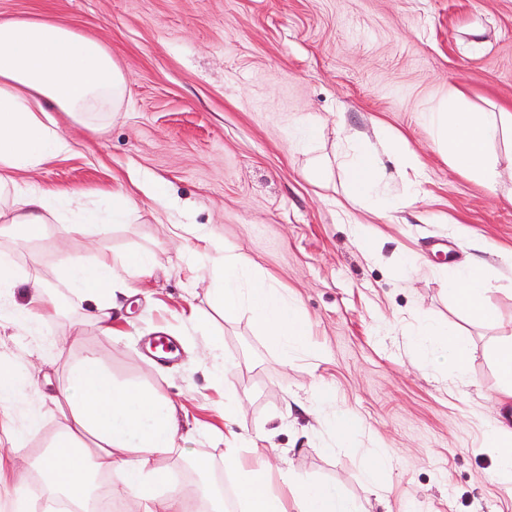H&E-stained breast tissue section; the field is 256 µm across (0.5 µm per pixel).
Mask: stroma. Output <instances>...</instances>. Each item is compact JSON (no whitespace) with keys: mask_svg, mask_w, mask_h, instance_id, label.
I'll return each instance as SVG.
<instances>
[{"mask_svg":"<svg viewBox=\"0 0 512 512\" xmlns=\"http://www.w3.org/2000/svg\"><path fill=\"white\" fill-rule=\"evenodd\" d=\"M0 16H47L97 38L127 78L123 108L100 134L55 113L72 151L21 180L78 192L102 210L119 186L138 203L131 223L102 235L50 225L19 249V267L49 281L70 257L93 260L101 244L116 256L147 248L155 258L151 279L124 278L119 335L64 311L36 332L0 325V362L39 378L27 393L32 406H49L67 366L91 352L116 383L183 403L191 452L223 456L229 390L238 430L258 440L244 449L248 460L334 483L362 512H512V491L482 446L485 428L512 410V401L499 404L491 355L512 338V267L502 261L512 252V202L438 153L424 121L451 89L471 111H512V0H0ZM306 121L322 129L311 154L293 138ZM378 125L422 165L424 193L372 213L350 196L338 146ZM316 155L333 169L322 186L307 176ZM155 180L191 223L297 299L312 356L282 364L248 317L218 315L210 260L188 258L158 223L147 196ZM355 223L377 239L373 254L355 242ZM470 254L486 263L496 324L466 318L448 292ZM192 306L199 322L183 317ZM425 319L469 336L465 376L410 352L407 334ZM160 331L179 344L167 363L144 352ZM216 331L233 363L220 383L205 341ZM318 381L362 426L352 445L329 453V428L298 405ZM64 423L60 413L16 420L26 441L10 466L26 478L31 512H62L31 462ZM378 444L394 460L380 501L367 499L362 473Z\"/></svg>","mask_w":512,"mask_h":512,"instance_id":"35a3bbf8","label":"stroma"}]
</instances>
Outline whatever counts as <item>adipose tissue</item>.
<instances>
[{
	"instance_id": "1",
	"label": "adipose tissue",
	"mask_w": 512,
	"mask_h": 512,
	"mask_svg": "<svg viewBox=\"0 0 512 512\" xmlns=\"http://www.w3.org/2000/svg\"><path fill=\"white\" fill-rule=\"evenodd\" d=\"M126 92L121 67L98 39L47 17L0 18V241L12 244L11 249H0V292L7 294L17 287L32 291L28 302L9 306L5 317L14 326L39 327L59 307L46 282L21 273L17 249L42 240L48 225L58 221L61 209L70 211L69 229L74 233L97 219L79 195L29 191L16 174L70 152L71 143L60 132L53 113H65L95 132L101 128L100 114L120 111ZM427 120L439 150L456 168L492 191H506L489 146L500 136L512 137L511 112L488 115L446 107L429 113ZM385 153L393 157L406 197L421 192L420 179L408 176L409 160L378 128L370 137L351 136L342 162V177L350 194L365 207H376L387 197L385 185L377 178ZM149 197L156 205L158 221L170 222L172 234L189 244L192 254L213 257L208 271L211 301L225 319L249 313L259 335L286 359L311 352L310 328L295 298L254 274L243 254L226 248L204 227L175 221L180 206L162 185H153ZM154 264L147 250L115 257L102 249L89 263L70 258L55 277L76 298L70 306L71 316L78 319L90 314L99 332L109 336L114 332L112 311L118 306V282L128 271L151 276ZM448 291L472 319L496 321L497 314L487 303L491 281L482 262L474 259L458 267L448 281ZM411 344L415 352L435 354L445 367L465 374L469 341L451 326L425 322L412 331ZM27 386L23 372L0 365V427L12 430L10 445L14 448L21 447L24 437L12 429V405ZM52 403L70 412L68 424L36 467L52 495L72 504L75 512H86L95 479L114 475L138 499L141 512H193L167 467L156 459L157 454L177 448L184 405L145 389L114 384L91 355L69 369L67 384ZM311 403L325 413L335 443L357 439L359 422L337 404L332 389L316 387ZM226 443L221 464L234 480L232 491L240 512H358L336 485L249 461L242 449L252 445V438L234 432ZM483 445L497 454V480L511 486L512 424L502 420L488 426Z\"/></svg>"
}]
</instances>
